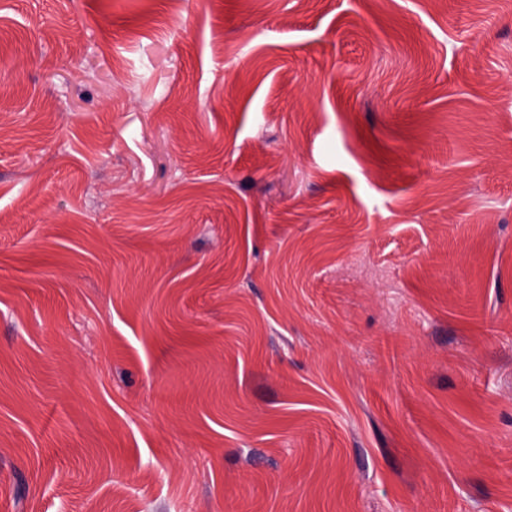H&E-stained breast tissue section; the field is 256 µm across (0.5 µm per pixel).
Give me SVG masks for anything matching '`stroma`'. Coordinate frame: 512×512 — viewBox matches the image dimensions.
Wrapping results in <instances>:
<instances>
[{"label":"stroma","mask_w":512,"mask_h":512,"mask_svg":"<svg viewBox=\"0 0 512 512\" xmlns=\"http://www.w3.org/2000/svg\"><path fill=\"white\" fill-rule=\"evenodd\" d=\"M0 512H512V0H0Z\"/></svg>","instance_id":"obj_1"}]
</instances>
